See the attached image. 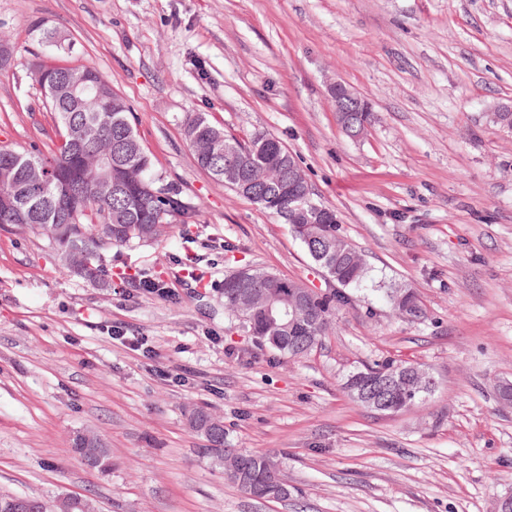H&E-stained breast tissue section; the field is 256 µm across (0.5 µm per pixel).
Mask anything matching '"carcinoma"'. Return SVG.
<instances>
[{
	"label": "carcinoma",
	"mask_w": 512,
	"mask_h": 512,
	"mask_svg": "<svg viewBox=\"0 0 512 512\" xmlns=\"http://www.w3.org/2000/svg\"><path fill=\"white\" fill-rule=\"evenodd\" d=\"M32 67L35 71L44 69V75L56 80L58 93H47L45 108L54 114L57 126L68 133L66 139L83 144V149L75 152L71 144L57 142L47 153L0 149V196L23 198L32 189L41 194V205L34 213L14 218L1 211L0 225L9 224L46 237L64 269L99 283L106 273L105 252L114 247L152 242L166 233L174 219L192 224L196 211L181 191L155 179L151 158L131 125L129 105L99 71L84 68L92 92L75 97L67 88V74L75 67L57 63L47 69L36 62ZM185 137L199 167L229 189L232 183L224 178V163L226 153H233L252 179L245 198L287 224L290 233L296 234V240L322 268L328 280L324 290L264 268H250L256 285L273 289L282 305H288V294L295 288L307 297V319L291 332L269 326L260 310L243 320L254 339V347L292 359L306 356L305 347L315 349L329 335L337 313L360 301L353 291L363 289L371 280L364 256L338 233L335 211L312 197L302 196L288 178V157L292 153L272 134L259 132L239 139L212 125L205 113L194 112L186 119ZM146 187L157 193V199L155 208L143 213L138 202ZM221 294L224 310L235 313L238 288L227 276ZM383 297L404 321L420 322L427 318L424 304L410 289L386 290ZM421 371L426 368L416 362L375 360L350 371L341 389L351 398L353 384H372L376 386L375 396L381 398L383 389L379 388V381L387 373ZM205 438V453L220 468L224 454L237 452L235 448L224 447L222 424L205 434ZM101 445L99 436L91 431L73 439V451L81 458ZM241 456L251 463L252 487L233 477L227 481L254 500L261 499L258 490L262 487L271 499L288 497L273 489L265 455L243 452Z\"/></svg>",
	"instance_id": "carcinoma-1"
}]
</instances>
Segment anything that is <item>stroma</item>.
Listing matches in <instances>:
<instances>
[{"label":"stroma","mask_w":512,"mask_h":512,"mask_svg":"<svg viewBox=\"0 0 512 512\" xmlns=\"http://www.w3.org/2000/svg\"><path fill=\"white\" fill-rule=\"evenodd\" d=\"M36 24L128 102L153 174L197 217L109 250L107 269L130 278L99 285L47 239L0 226V493H70L98 512H498L512 496V405L497 396L512 380V130L490 113L512 106V0H0V148L52 145ZM337 81L373 105L363 138L336 121ZM193 112L278 137L374 276L414 290L426 320L374 295L307 357L255 353L224 310L225 275L250 263L324 279L287 225L199 168ZM144 277L160 291L138 289ZM386 357L436 380L395 416L341 390ZM200 407L231 447L282 460L288 499L225 480L187 429ZM85 430L108 470L73 452Z\"/></svg>","instance_id":"obj_1"}]
</instances>
